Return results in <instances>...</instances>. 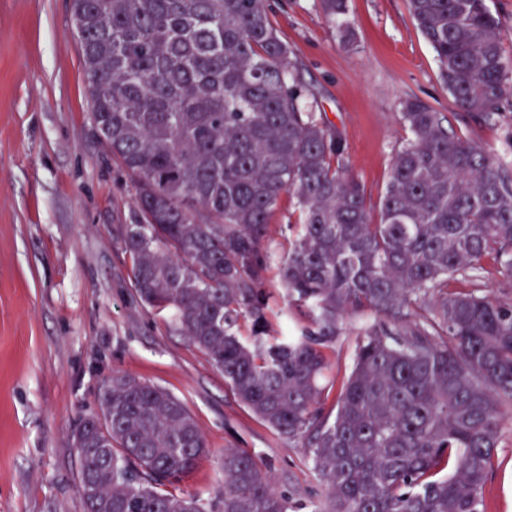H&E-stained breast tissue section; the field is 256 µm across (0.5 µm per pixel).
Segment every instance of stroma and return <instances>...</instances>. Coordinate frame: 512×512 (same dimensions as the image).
I'll return each instance as SVG.
<instances>
[{"label": "stroma", "mask_w": 512, "mask_h": 512, "mask_svg": "<svg viewBox=\"0 0 512 512\" xmlns=\"http://www.w3.org/2000/svg\"><path fill=\"white\" fill-rule=\"evenodd\" d=\"M268 3L370 204L407 136L404 100L503 149L512 104L491 120L462 110L407 0H347L337 23L322 0ZM133 207L91 120L71 0H0V512H84L73 432L115 375L167 389L196 418L210 453L185 491L214 501L225 449L245 448L272 487L324 512L304 449L257 421L169 315L133 293L131 260L112 241ZM482 496L484 512H512V408Z\"/></svg>", "instance_id": "obj_1"}]
</instances>
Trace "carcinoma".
<instances>
[{
	"mask_svg": "<svg viewBox=\"0 0 512 512\" xmlns=\"http://www.w3.org/2000/svg\"><path fill=\"white\" fill-rule=\"evenodd\" d=\"M86 95L134 191L113 242L135 294L224 373L234 397L306 450L326 512H483L482 487L512 406V303L478 290L490 260L512 277V132L490 149L418 99L378 222L338 163L343 145L270 19L267 0H72ZM440 77L493 118L512 60L487 0H408ZM293 224L272 223L282 195ZM288 245L278 256L274 235ZM277 272L283 334L268 318ZM379 317L349 371L329 352L347 319ZM333 404H328L331 392ZM84 512H208L176 493L208 455L191 412L126 375L74 435ZM216 512H290L253 454L224 450Z\"/></svg>",
	"mask_w": 512,
	"mask_h": 512,
	"instance_id": "1",
	"label": "carcinoma"
}]
</instances>
